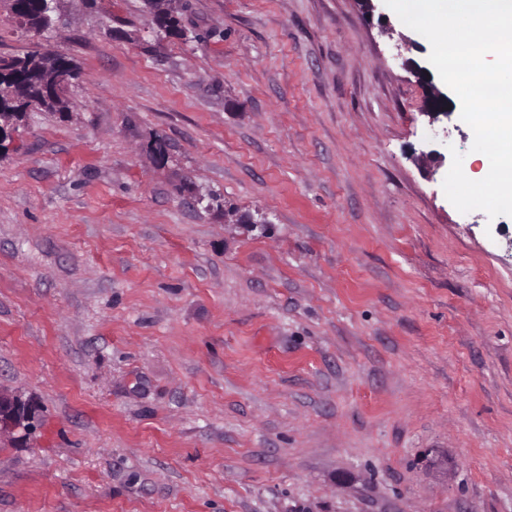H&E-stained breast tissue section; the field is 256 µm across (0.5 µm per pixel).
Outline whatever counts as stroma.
Returning <instances> with one entry per match:
<instances>
[{
  "instance_id": "35a3bbf8",
  "label": "stroma",
  "mask_w": 512,
  "mask_h": 512,
  "mask_svg": "<svg viewBox=\"0 0 512 512\" xmlns=\"http://www.w3.org/2000/svg\"><path fill=\"white\" fill-rule=\"evenodd\" d=\"M177 8L0 6L1 54L80 68L0 156V388L39 413L0 512H512V217L413 159L429 41L382 2ZM10 11L25 32H44L53 23L57 0H10ZM173 0H145L144 4L148 14L151 16L152 25L157 23L167 33L161 32L162 35H179L178 22L171 15Z\"/></svg>"
}]
</instances>
